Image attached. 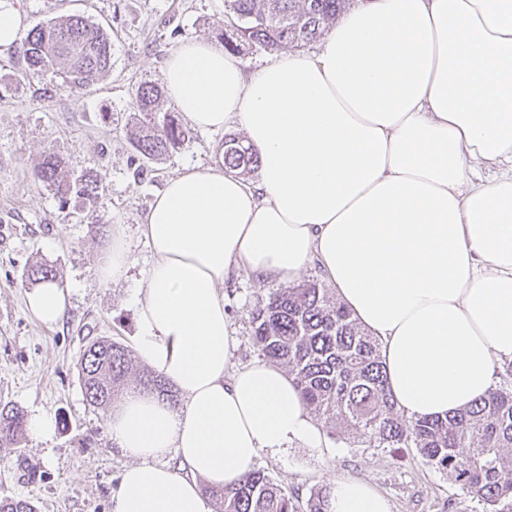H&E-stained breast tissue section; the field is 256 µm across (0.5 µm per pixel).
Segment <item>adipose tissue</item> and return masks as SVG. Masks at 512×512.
I'll list each match as a JSON object with an SVG mask.
<instances>
[{"label":"adipose tissue","instance_id":"obj_1","mask_svg":"<svg viewBox=\"0 0 512 512\" xmlns=\"http://www.w3.org/2000/svg\"><path fill=\"white\" fill-rule=\"evenodd\" d=\"M163 82L196 129L240 132L259 169L184 167L142 218L153 258L134 349L184 404L136 391L113 408L131 463L111 512H212L203 485L232 484L291 441L322 446L280 367L234 361L222 287L242 271L289 283L317 263L378 340L406 418L448 417L494 388L512 360V0H368L316 51L252 71L190 38ZM68 297L45 281L27 307L54 325ZM328 512L391 507L337 478Z\"/></svg>","mask_w":512,"mask_h":512}]
</instances>
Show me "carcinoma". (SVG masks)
<instances>
[{"instance_id": "obj_1", "label": "carcinoma", "mask_w": 512, "mask_h": 512, "mask_svg": "<svg viewBox=\"0 0 512 512\" xmlns=\"http://www.w3.org/2000/svg\"><path fill=\"white\" fill-rule=\"evenodd\" d=\"M350 0H224V19L233 35H220L224 49L246 45L269 51L300 47L319 39L346 10ZM16 50L23 56L27 81L61 80L78 90L112 66L110 34L90 19L73 15L31 29ZM164 88L145 83L134 92L136 132L132 145L155 160L185 141L188 131L171 115L157 117ZM258 156L239 140H224V169L247 174ZM68 162L52 151L32 169L35 180L65 198L90 196L97 178L87 173L72 182ZM254 339L270 362L284 367L303 400L335 427L352 431L377 448H414L429 464L448 471L460 488L487 506V512H512V384L479 398L448 418L409 420L397 409L387 384L379 343L351 317L344 305L316 282L276 291L258 301ZM78 371L89 406L105 409L131 391L156 393L176 405V394L152 371L132 375L130 350L112 339H97L80 354ZM25 428L24 411L0 404V448L16 444ZM216 512H328L327 489L301 502L261 470L223 487L204 486ZM0 512H36L26 499L0 498Z\"/></svg>"}]
</instances>
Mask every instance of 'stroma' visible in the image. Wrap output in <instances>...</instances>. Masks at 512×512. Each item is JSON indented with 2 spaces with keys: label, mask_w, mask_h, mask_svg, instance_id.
Here are the masks:
<instances>
[{
  "label": "stroma",
  "mask_w": 512,
  "mask_h": 512,
  "mask_svg": "<svg viewBox=\"0 0 512 512\" xmlns=\"http://www.w3.org/2000/svg\"><path fill=\"white\" fill-rule=\"evenodd\" d=\"M29 26L81 15L112 37V68L84 90L22 81L24 60L0 50V402L26 414L56 419L52 440L22 436L0 450V498H22L36 512H110V498L129 459L112 444L108 415L89 406L77 361L92 341L107 337L133 346L136 290L151 251L139 224L165 181L185 165L214 160L220 132L191 129L159 159L143 161L131 141L132 92L162 79L169 55L189 38L216 39L224 0H20ZM70 162L69 176L97 173L102 184L88 200L62 201L34 181L32 167L44 150ZM133 242L131 265L109 285L97 273L114 225ZM51 267L70 286L64 318L47 327L27 311L30 266ZM246 272L224 284V303L236 332L235 359L260 357L253 313L273 292ZM289 494L337 477L367 481L392 512H485L446 471L412 448H377L351 432L325 431L322 447L290 442L256 463Z\"/></svg>",
  "instance_id": "35a3bbf8"
}]
</instances>
